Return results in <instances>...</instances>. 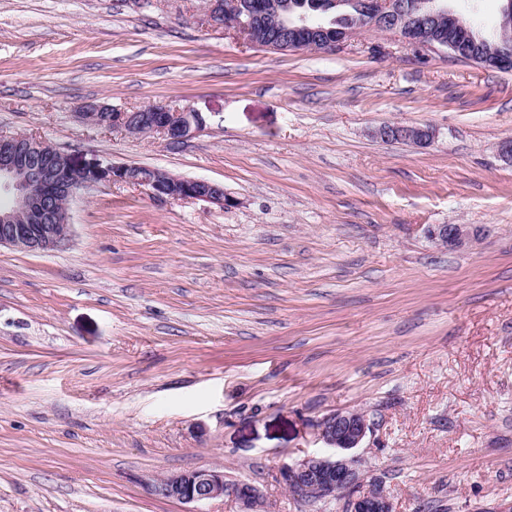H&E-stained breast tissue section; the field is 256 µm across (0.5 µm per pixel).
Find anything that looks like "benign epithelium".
Segmentation results:
<instances>
[{
	"instance_id": "obj_1",
	"label": "benign epithelium",
	"mask_w": 512,
	"mask_h": 512,
	"mask_svg": "<svg viewBox=\"0 0 512 512\" xmlns=\"http://www.w3.org/2000/svg\"><path fill=\"white\" fill-rule=\"evenodd\" d=\"M251 15L252 25L235 31L246 43L276 53L304 50L330 51L365 28L394 33L403 41L426 49H445L466 63L512 70V42L497 41L490 51L473 49V25L451 8L442 7L427 18L419 14L414 0H360L358 13L336 35L305 14L290 15L284 0H206L203 21L212 28L224 27L230 10ZM79 118L93 126L120 129L133 135H159L172 145L182 143L204 126L197 112L155 104L122 111L102 102L80 106ZM383 141L404 139L426 147L434 137L428 126L410 127L388 123L376 131ZM99 182H120L147 188L158 198L195 199L232 207L237 200L224 187L202 179H185L167 171L138 164L115 165L100 159L80 161L51 143L27 135L0 136V195L11 198V206L0 209V248L53 250L69 240L72 232L67 202L79 188ZM429 236L450 247H467L476 238L468 224H434ZM370 433L366 415L358 411H336L319 423L324 453L312 454L279 470L284 487L321 499L336 496V487L354 488L365 474L355 450L363 447ZM154 492L184 503H201L227 496L242 512H261L264 497L247 482L228 483L224 472L201 468L161 478ZM349 512H393L390 497L380 489L350 500Z\"/></svg>"
}]
</instances>
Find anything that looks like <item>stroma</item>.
Returning <instances> with one entry per match:
<instances>
[{
  "label": "stroma",
  "mask_w": 512,
  "mask_h": 512,
  "mask_svg": "<svg viewBox=\"0 0 512 512\" xmlns=\"http://www.w3.org/2000/svg\"><path fill=\"white\" fill-rule=\"evenodd\" d=\"M89 101L205 127L173 146L84 123ZM396 122L432 144L375 137ZM0 134L236 200L99 183L62 246L0 248V512H238L154 495L204 467L267 512H345L278 480L339 410L394 512L512 507V72L374 31L272 53L203 0H0ZM429 236L448 247H467L476 238L475 231L468 224H434L428 227Z\"/></svg>",
  "instance_id": "stroma-1"
}]
</instances>
